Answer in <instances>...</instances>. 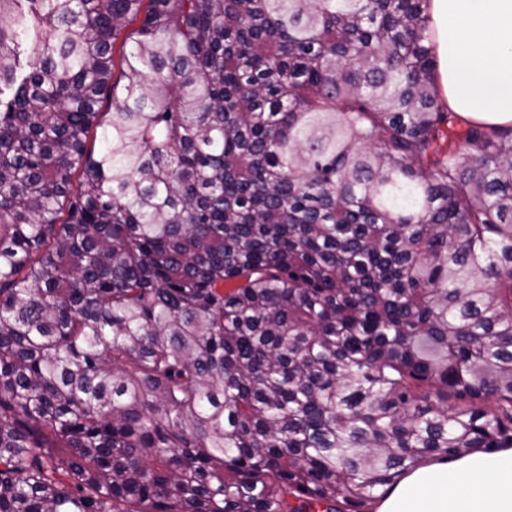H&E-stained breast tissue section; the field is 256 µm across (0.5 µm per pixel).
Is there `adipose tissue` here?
Wrapping results in <instances>:
<instances>
[{
    "instance_id": "obj_1",
    "label": "adipose tissue",
    "mask_w": 512,
    "mask_h": 512,
    "mask_svg": "<svg viewBox=\"0 0 512 512\" xmlns=\"http://www.w3.org/2000/svg\"><path fill=\"white\" fill-rule=\"evenodd\" d=\"M429 22L449 107L511 124L512 0H430ZM373 512H512V448L420 463Z\"/></svg>"
}]
</instances>
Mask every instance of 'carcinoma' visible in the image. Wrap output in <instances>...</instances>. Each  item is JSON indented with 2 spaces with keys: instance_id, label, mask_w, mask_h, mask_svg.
<instances>
[{
  "instance_id": "cac0c4a2",
  "label": "carcinoma",
  "mask_w": 512,
  "mask_h": 512,
  "mask_svg": "<svg viewBox=\"0 0 512 512\" xmlns=\"http://www.w3.org/2000/svg\"><path fill=\"white\" fill-rule=\"evenodd\" d=\"M429 2L0 0V512L512 447V126L451 138Z\"/></svg>"
}]
</instances>
